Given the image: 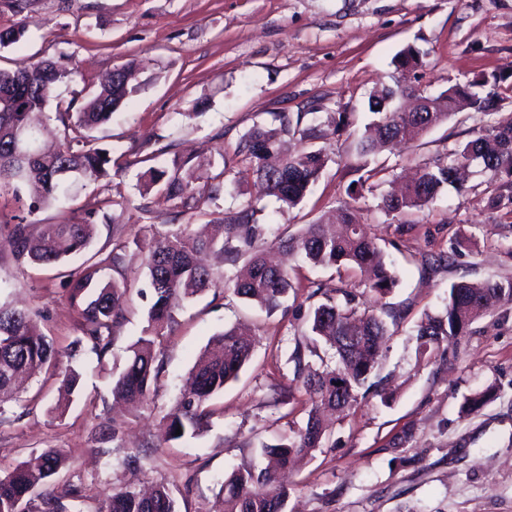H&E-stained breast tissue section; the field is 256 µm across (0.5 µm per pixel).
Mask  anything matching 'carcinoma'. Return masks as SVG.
Returning <instances> with one entry per match:
<instances>
[{
	"mask_svg": "<svg viewBox=\"0 0 512 512\" xmlns=\"http://www.w3.org/2000/svg\"><path fill=\"white\" fill-rule=\"evenodd\" d=\"M26 33L24 23L1 28L0 49L19 43ZM394 63L398 70L416 71L423 66L420 51L413 46L403 49ZM74 75L75 69L62 58L21 64L13 70L0 69V92L11 94V105H0V195L10 194L19 200L28 194L30 214L54 201L68 199L70 189L77 184L87 185L109 176L111 152L94 146L89 133L111 123L115 112L139 90V84L133 82V66L120 67V73L78 109L75 121L67 126L71 134L62 148L30 154L27 141L39 131L56 89L71 82ZM501 80L492 74L465 85H450L420 105L419 112L389 111V100L404 93L399 84L382 85L372 91L369 109L379 119L367 125L357 143L356 150L362 158L402 141L418 140L458 112L474 111L489 117L474 139L448 153V162L439 160L425 166L400 194L384 198L383 210L403 213L420 209L445 185L463 190L465 180L459 171L476 163L500 179L487 197L486 206L512 214V113L498 112ZM279 121L275 128L255 126L241 139L237 155L246 163L245 172L262 183L266 196L294 208L317 181L328 158L315 150L270 162L282 136L293 132L303 139L314 133L312 128L292 126L286 114ZM193 174L191 160L175 157L161 167L149 166L141 175L142 188L146 193L156 191L159 203L195 209L216 199L221 183L196 187ZM255 213L251 205L230 218L217 213L212 222L224 226L226 232L220 243L201 235L192 236L188 224H169L153 238L145 256L152 290L148 325L112 381L114 399L133 409L147 401L151 385L162 369L159 355L173 322L171 299L176 295L191 298L218 287L214 272L198 262L197 254L213 251L231 265L246 257L244 270L224 281V290L244 303L273 311L288 298L293 281L286 271L269 265L259 245L265 225L255 221ZM95 214L96 209L87 208L76 219L45 224L36 242L30 238L28 225L20 220L11 225L5 243L20 263H66L88 250L96 232ZM279 244L302 254L315 267L360 273L378 296L390 293L397 285L383 251L363 225L353 222L346 209L306 225L297 234L282 233ZM125 248L126 243L119 241L111 251L97 253L93 262L77 266L68 281L70 298L79 309L82 332L72 345L87 346L100 358L110 351L113 329L124 319L127 289L107 278L106 271L118 262ZM344 297L345 303L341 304L327 294L325 301L310 312V340L321 339L333 349L339 368L315 369L299 349L293 356L295 375L311 402L305 427L276 444L264 446L263 466L233 470L221 484L218 512H283L289 491L280 474L295 457L323 446L326 428L321 410L343 412L357 401L359 389L378 364L381 340L388 329L381 316L358 312L352 294L346 292ZM509 304L511 279L452 284L444 312L426 316L417 326L419 354L429 356L441 367L453 365L456 352L448 349V341L468 335L476 319L496 306ZM38 317L32 310L0 306V420L19 401L17 377L23 373L36 375L57 362V352L41 332ZM212 342L214 348L197 357L190 370L189 385L164 418L167 435L173 440L179 439L178 429L184 436L203 432L207 403L238 378L252 356L256 338L249 329L234 325L214 336ZM490 397L488 389L466 397L461 412L479 410ZM63 466L62 457L48 449L33 453L0 473V512H67L61 497L43 490L47 479ZM107 512H176L175 499L164 483L148 496L129 484L112 490Z\"/></svg>",
	"mask_w": 512,
	"mask_h": 512,
	"instance_id": "carcinoma-1",
	"label": "carcinoma"
}]
</instances>
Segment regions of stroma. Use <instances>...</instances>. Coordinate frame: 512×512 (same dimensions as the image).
<instances>
[{
  "instance_id": "stroma-1",
  "label": "stroma",
  "mask_w": 512,
  "mask_h": 512,
  "mask_svg": "<svg viewBox=\"0 0 512 512\" xmlns=\"http://www.w3.org/2000/svg\"><path fill=\"white\" fill-rule=\"evenodd\" d=\"M21 22L28 25L26 36L0 49L1 69L63 57L78 71L47 109L49 143L64 141L59 112L80 107L114 68L137 62L144 84L95 132L99 146L112 151L107 178L74 187L73 202L32 214L1 197V222L23 216L35 237L42 225L70 217L72 208L101 200L92 248L108 251L119 239L147 241L165 225L203 224L212 213L230 215L251 205L271 249L283 231L299 232L346 205L386 253L399 284L380 297L359 278L338 277L294 254L285 267L303 286L267 312L225 293L220 283L235 268L208 257L217 287L175 305L161 373L147 404L128 411L114 406L111 386L146 325L144 251L130 244L120 266L108 272L129 291L125 321L100 359L87 349H69L80 334L67 287L71 264L21 265L9 247H0V304L37 310L62 366L79 374L62 416L52 411L56 373L26 383L19 404L0 420V470L51 448L68 465L51 478L48 491L62 496L69 485L83 488L72 512H104L113 488L158 482L172 489L177 512H215L232 470L261 465L264 446L306 423L307 397L289 358L309 333L315 304L309 285L315 282L352 292L358 310L399 318L388 325L371 388L333 417L323 448L289 472L285 512H512V305L472 324L451 368L437 369L416 352L419 322L444 310L451 284L512 279V217L487 209L492 175L477 167L465 193L448 185L419 211L380 207L393 181L474 138L483 116L457 113L421 139L369 156L368 168H380V175L348 190L357 178V140L373 119L368 96L376 85L398 79L395 56L409 45L422 52L424 64L411 83L428 94L480 73L512 75V0H34L21 14L0 10V26ZM281 113L300 118L305 128L322 127L330 115L349 117L336 134L286 137L288 153L320 149L328 156L311 192L293 209L262 196L254 181L235 179L242 137L255 125H274ZM160 148L192 157L199 184L221 176L217 199L185 211L143 194L141 161ZM115 197L119 205L109 206ZM449 251L450 263L424 270L425 259ZM238 323L257 336L250 361L209 402L201 435L167 439L162 419L197 356L214 334ZM488 388L493 395L480 410L461 414L466 396ZM406 431L409 442L394 446V437ZM104 434L110 437L105 456L99 453ZM134 455L140 468H125L124 459Z\"/></svg>"
}]
</instances>
